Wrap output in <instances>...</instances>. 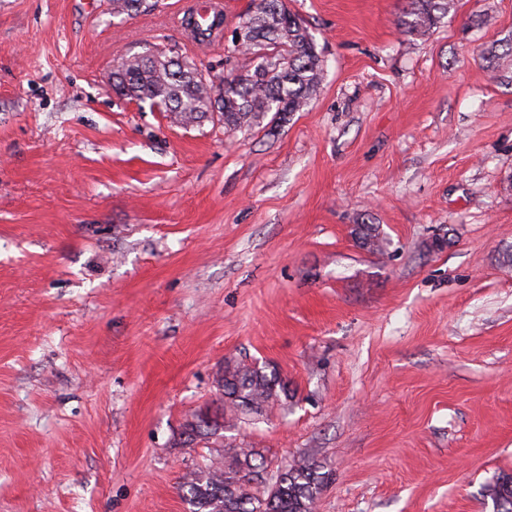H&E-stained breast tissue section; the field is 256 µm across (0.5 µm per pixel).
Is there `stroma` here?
Returning a JSON list of instances; mask_svg holds the SVG:
<instances>
[{
    "label": "stroma",
    "mask_w": 512,
    "mask_h": 512,
    "mask_svg": "<svg viewBox=\"0 0 512 512\" xmlns=\"http://www.w3.org/2000/svg\"><path fill=\"white\" fill-rule=\"evenodd\" d=\"M184 0H0V512H189L224 463L182 431L227 362L286 386L224 439L309 456L316 512H493L512 475V0H288L323 60L248 131L119 98L173 49L213 82L253 0L198 50ZM358 224L388 243L372 252ZM454 7V0H407L400 27L406 32H424L448 16ZM485 495L496 504V507L498 504L503 506L509 501L512 502V476L498 477L488 484L485 487Z\"/></svg>",
    "instance_id": "35a3bbf8"
}]
</instances>
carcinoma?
Segmentation results:
<instances>
[{"instance_id": "1", "label": "carcinoma", "mask_w": 512, "mask_h": 512, "mask_svg": "<svg viewBox=\"0 0 512 512\" xmlns=\"http://www.w3.org/2000/svg\"><path fill=\"white\" fill-rule=\"evenodd\" d=\"M453 7L454 0H407L399 25L409 33L424 32ZM150 8L147 0H112L114 15L130 16ZM223 25L221 16L209 24L192 14L183 18L185 29L201 43ZM232 43L247 51L250 62L231 67L232 80L224 85L207 80L196 65L172 51L157 62L146 54L126 59L112 70L113 90L128 100L150 102L174 124H198L217 115L229 130L250 129L269 112H299L316 94L321 57L309 30L284 0H259L235 28ZM216 383L223 396L221 412L198 413L183 432L184 442L220 435L226 410L259 415L286 392L277 377L240 363H225ZM257 456L254 448L226 443L224 466L186 473L181 490L190 512H315L325 481L316 460H294L265 477ZM485 495L497 505L512 502V476L488 484Z\"/></svg>"}]
</instances>
